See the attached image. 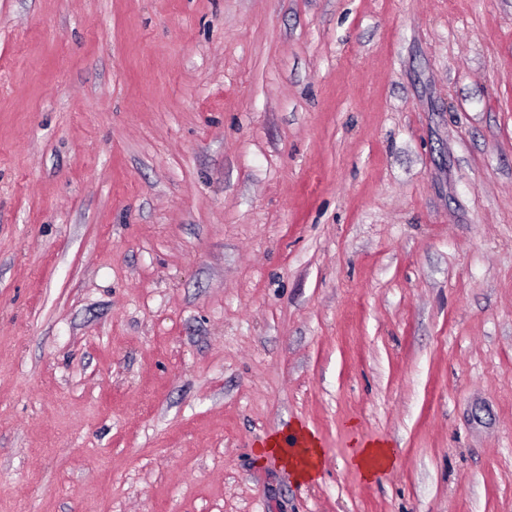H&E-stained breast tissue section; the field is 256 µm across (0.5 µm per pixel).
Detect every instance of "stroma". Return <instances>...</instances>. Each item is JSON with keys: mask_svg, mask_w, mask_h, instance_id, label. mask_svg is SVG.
Here are the masks:
<instances>
[{"mask_svg": "<svg viewBox=\"0 0 512 512\" xmlns=\"http://www.w3.org/2000/svg\"><path fill=\"white\" fill-rule=\"evenodd\" d=\"M0 512H512V0H0ZM289 449L284 448L283 441L278 435H272L265 439L261 448L257 449V455L261 459L266 457L278 458L293 474L302 481L312 482L317 479L322 462L321 449L313 439L310 447L305 438L294 437L288 442ZM392 461V449L382 443L358 448L351 457L352 465L367 479L373 477L377 468L388 466Z\"/></svg>", "mask_w": 512, "mask_h": 512, "instance_id": "1", "label": "stroma"}]
</instances>
